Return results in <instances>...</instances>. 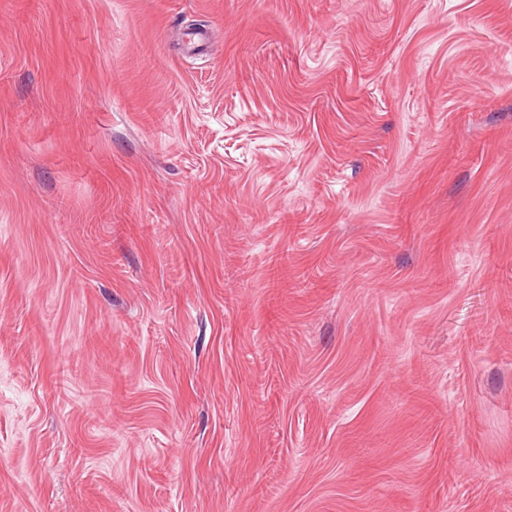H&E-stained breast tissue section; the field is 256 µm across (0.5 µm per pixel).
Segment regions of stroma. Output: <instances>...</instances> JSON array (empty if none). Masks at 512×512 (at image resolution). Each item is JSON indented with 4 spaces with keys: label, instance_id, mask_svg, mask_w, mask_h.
Here are the masks:
<instances>
[{
    "label": "stroma",
    "instance_id": "35a3bbf8",
    "mask_svg": "<svg viewBox=\"0 0 512 512\" xmlns=\"http://www.w3.org/2000/svg\"><path fill=\"white\" fill-rule=\"evenodd\" d=\"M0 512H512V0H0Z\"/></svg>",
    "mask_w": 512,
    "mask_h": 512
}]
</instances>
